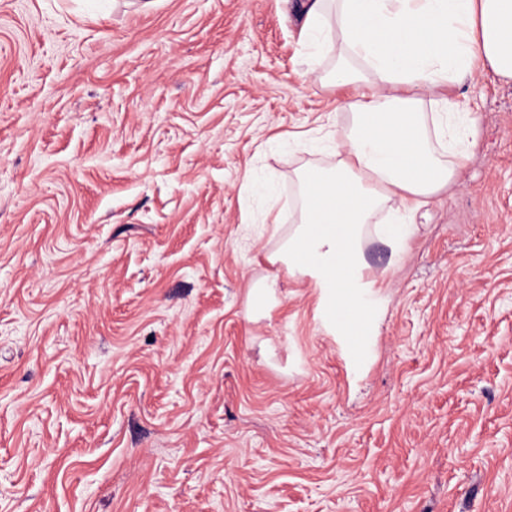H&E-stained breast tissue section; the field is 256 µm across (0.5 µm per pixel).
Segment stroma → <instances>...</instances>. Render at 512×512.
I'll return each mask as SVG.
<instances>
[{
	"label": "stroma",
	"instance_id": "stroma-1",
	"mask_svg": "<svg viewBox=\"0 0 512 512\" xmlns=\"http://www.w3.org/2000/svg\"><path fill=\"white\" fill-rule=\"evenodd\" d=\"M299 0H0V512H512V83L352 373L268 261L343 91ZM276 273L264 309L251 286Z\"/></svg>",
	"mask_w": 512,
	"mask_h": 512
}]
</instances>
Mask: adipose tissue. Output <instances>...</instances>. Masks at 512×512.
Here are the masks:
<instances>
[{
    "label": "adipose tissue",
    "instance_id": "obj_1",
    "mask_svg": "<svg viewBox=\"0 0 512 512\" xmlns=\"http://www.w3.org/2000/svg\"><path fill=\"white\" fill-rule=\"evenodd\" d=\"M301 15L310 73L350 90L338 105L348 125L334 165L296 171L299 218L270 262L311 281L322 326L357 371L382 307L364 274L370 224L393 214L377 238L399 250L455 183L477 119L445 90L476 68L512 82V0H302ZM326 51L336 63L322 73Z\"/></svg>",
    "mask_w": 512,
    "mask_h": 512
}]
</instances>
